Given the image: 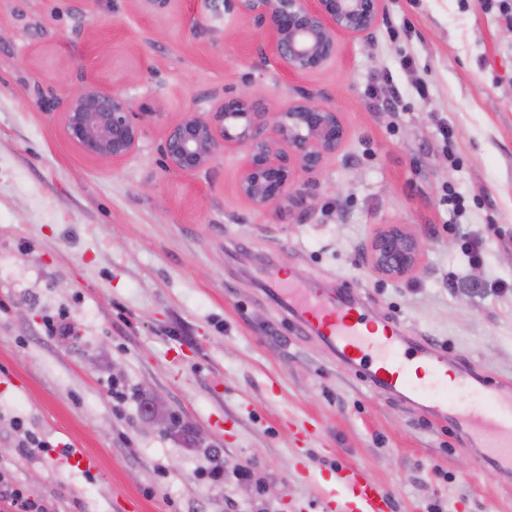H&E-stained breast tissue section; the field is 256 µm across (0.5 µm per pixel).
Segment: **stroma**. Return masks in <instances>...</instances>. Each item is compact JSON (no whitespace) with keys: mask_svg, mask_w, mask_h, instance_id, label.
Returning a JSON list of instances; mask_svg holds the SVG:
<instances>
[{"mask_svg":"<svg viewBox=\"0 0 512 512\" xmlns=\"http://www.w3.org/2000/svg\"><path fill=\"white\" fill-rule=\"evenodd\" d=\"M88 84L162 113L128 159L65 137L66 95ZM303 91L348 132L305 216L243 199L237 152L164 168L182 113L227 94L278 110ZM385 224L424 244L407 279L369 267ZM276 268L309 292L351 289L455 369L512 380V25L497 4L383 0L368 35L295 77L224 0H0L1 479L49 512H323L320 474L357 465L393 512H512V474L306 335L264 286ZM60 312L72 335L47 336ZM30 436L97 465L22 453Z\"/></svg>","mask_w":512,"mask_h":512,"instance_id":"35a3bbf8","label":"stroma"}]
</instances>
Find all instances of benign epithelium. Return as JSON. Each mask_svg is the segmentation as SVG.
I'll list each match as a JSON object with an SVG mask.
<instances>
[{"label": "benign epithelium", "instance_id": "1", "mask_svg": "<svg viewBox=\"0 0 512 512\" xmlns=\"http://www.w3.org/2000/svg\"><path fill=\"white\" fill-rule=\"evenodd\" d=\"M383 0H224V8L266 27L272 55L290 74L326 67L336 58L340 34L364 36L378 24ZM157 113L134 109L118 90L87 85L68 93L67 138L85 154L114 162L138 147ZM346 127L336 110L301 97L271 112L247 95L226 96L206 112H186L168 126L160 144L167 170L193 174L218 153L240 150L238 193L254 209L281 203L304 212L311 193L299 174H314L341 148ZM422 241L400 224L381 227L370 242L375 274L403 280L418 269Z\"/></svg>", "mask_w": 512, "mask_h": 512}]
</instances>
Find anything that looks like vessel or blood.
I'll list each match as a JSON object with an SVG mask.
<instances>
[{
	"label": "vessel or blood",
	"instance_id": "1",
	"mask_svg": "<svg viewBox=\"0 0 512 512\" xmlns=\"http://www.w3.org/2000/svg\"><path fill=\"white\" fill-rule=\"evenodd\" d=\"M270 293L288 306L306 334L340 360L362 372L372 389L411 402L430 399L436 389L458 391L478 383L490 407L440 400L439 416H452L467 430L470 442L481 444L498 469L512 473V384L463 372L452 376L448 364L422 338L401 336L392 329L371 327L350 289L324 299L302 291L296 282L272 277ZM326 512H389L391 503L380 485L359 467L336 470L322 487Z\"/></svg>",
	"mask_w": 512,
	"mask_h": 512
}]
</instances>
